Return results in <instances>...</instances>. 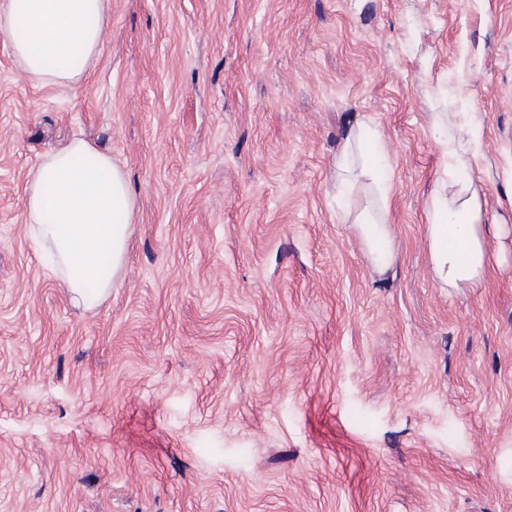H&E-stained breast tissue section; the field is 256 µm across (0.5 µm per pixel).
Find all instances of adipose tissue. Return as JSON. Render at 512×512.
Instances as JSON below:
<instances>
[{
  "label": "adipose tissue",
  "mask_w": 512,
  "mask_h": 512,
  "mask_svg": "<svg viewBox=\"0 0 512 512\" xmlns=\"http://www.w3.org/2000/svg\"><path fill=\"white\" fill-rule=\"evenodd\" d=\"M110 0H0V33L12 36L21 71L38 82L72 88L97 57ZM435 128H447L442 143L449 178L429 196L426 237L434 279L448 288H479L488 264L483 202L473 180L456 179L478 146L472 112H435ZM383 146L360 133L336 162L344 189L367 179L373 199L354 227L370 263L385 269L393 259L388 227L391 187L379 174ZM25 224L47 255L54 275L75 301L93 307L108 297L124 263L134 222V201L124 170L90 141L74 139L47 152L25 188Z\"/></svg>",
  "instance_id": "adipose-tissue-1"
}]
</instances>
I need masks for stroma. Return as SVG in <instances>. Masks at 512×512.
Wrapping results in <instances>:
<instances>
[{"label":"stroma","mask_w":512,"mask_h":512,"mask_svg":"<svg viewBox=\"0 0 512 512\" xmlns=\"http://www.w3.org/2000/svg\"><path fill=\"white\" fill-rule=\"evenodd\" d=\"M435 112L505 243L433 278ZM392 183L377 272L336 191L356 129ZM79 136L129 179L124 273L74 304L26 233ZM0 512H512V0H111L76 92L0 34Z\"/></svg>","instance_id":"stroma-1"}]
</instances>
